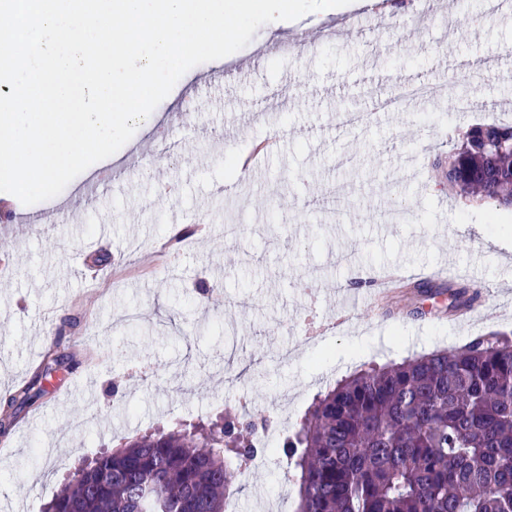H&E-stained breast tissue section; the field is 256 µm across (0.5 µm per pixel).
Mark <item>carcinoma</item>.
<instances>
[{
	"label": "carcinoma",
	"mask_w": 512,
	"mask_h": 512,
	"mask_svg": "<svg viewBox=\"0 0 512 512\" xmlns=\"http://www.w3.org/2000/svg\"><path fill=\"white\" fill-rule=\"evenodd\" d=\"M512 126L469 127L433 164L448 189L512 206ZM476 304L468 286L450 291ZM39 377L0 412L33 398ZM255 424L178 422L81 464L44 512H224L242 463L257 459ZM297 512H512V342L476 337L360 371L317 396L288 436Z\"/></svg>",
	"instance_id": "obj_1"
}]
</instances>
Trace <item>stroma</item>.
Wrapping results in <instances>:
<instances>
[{
	"mask_svg": "<svg viewBox=\"0 0 512 512\" xmlns=\"http://www.w3.org/2000/svg\"><path fill=\"white\" fill-rule=\"evenodd\" d=\"M372 0L260 27L223 61L189 69L157 106L154 125L132 143L150 148L159 129L187 141L177 160L155 166L112 157L122 167L111 194L61 192L67 209L49 224L0 222V405L34 375L38 399L18 407L0 431V512H42L79 458L183 419L270 418L277 439L303 418L315 395L358 370L452 351L475 337L512 333V310L489 303L484 316L452 322L448 284L400 289L375 319L350 307L354 328L289 359L316 287L319 315L353 294L345 267L361 274L394 264L419 270L456 264L471 285L512 286V208L467 205L448 192L429 162L473 124H512V78L485 64L512 45V15L486 17L481 0L464 13L435 0H404L362 27ZM223 76L224 93L202 96ZM434 82L440 94L395 111L377 100L406 85ZM195 105L185 125L170 117L185 93ZM466 95L471 113L453 109ZM367 113L362 125L345 113ZM274 137L245 175L239 154ZM226 185L224 196L213 195ZM112 236H98L100 225ZM205 225L152 278H131L179 227ZM111 263L88 281L90 257ZM206 281L212 293L195 291ZM62 365L43 372L50 340ZM235 512H297V473L282 448L243 471Z\"/></svg>",
	"mask_w": 512,
	"mask_h": 512,
	"instance_id": "1",
	"label": "stroma"
}]
</instances>
